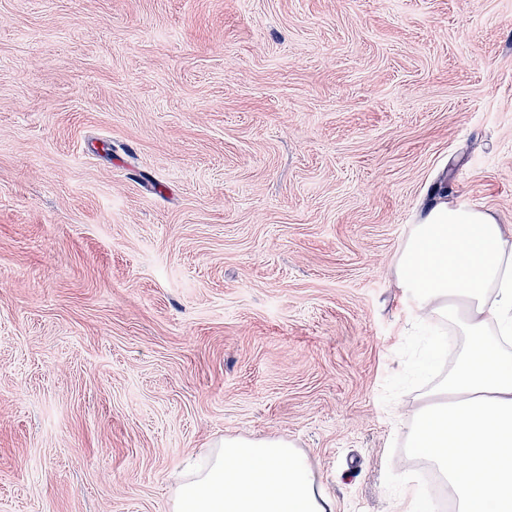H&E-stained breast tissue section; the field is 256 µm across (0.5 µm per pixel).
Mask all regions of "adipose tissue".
<instances>
[{
    "mask_svg": "<svg viewBox=\"0 0 512 512\" xmlns=\"http://www.w3.org/2000/svg\"><path fill=\"white\" fill-rule=\"evenodd\" d=\"M393 268L410 320L461 338L408 446L441 468L459 512H512V229L442 201L412 225ZM171 512H336V502L291 441L232 436L178 477Z\"/></svg>",
    "mask_w": 512,
    "mask_h": 512,
    "instance_id": "1",
    "label": "adipose tissue"
}]
</instances>
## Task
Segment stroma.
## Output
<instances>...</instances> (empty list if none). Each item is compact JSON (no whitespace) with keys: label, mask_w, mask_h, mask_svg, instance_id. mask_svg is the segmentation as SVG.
Instances as JSON below:
<instances>
[{"label":"stroma","mask_w":512,"mask_h":512,"mask_svg":"<svg viewBox=\"0 0 512 512\" xmlns=\"http://www.w3.org/2000/svg\"><path fill=\"white\" fill-rule=\"evenodd\" d=\"M441 195L512 225V0H0V512H168L227 436L396 512Z\"/></svg>","instance_id":"stroma-1"}]
</instances>
